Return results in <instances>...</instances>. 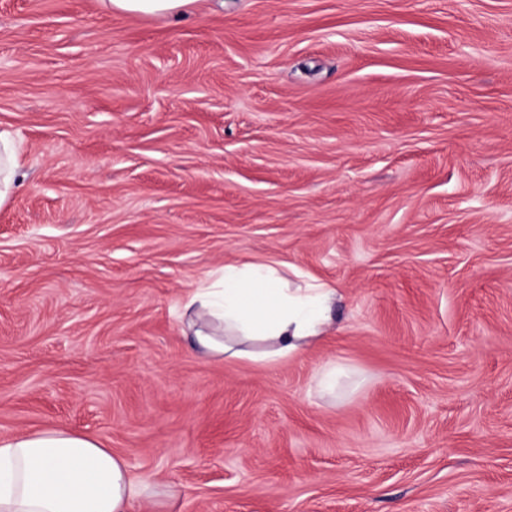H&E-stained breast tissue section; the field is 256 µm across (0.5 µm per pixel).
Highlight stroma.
I'll list each match as a JSON object with an SVG mask.
<instances>
[{
    "mask_svg": "<svg viewBox=\"0 0 512 512\" xmlns=\"http://www.w3.org/2000/svg\"><path fill=\"white\" fill-rule=\"evenodd\" d=\"M0 131V437L97 438L142 512H512V0H0ZM253 261L330 329L204 355L183 297ZM196 0H101L107 14H135L143 16H178L191 10ZM22 169L18 148L7 132L0 131V206L14 190Z\"/></svg>",
    "mask_w": 512,
    "mask_h": 512,
    "instance_id": "1",
    "label": "stroma"
}]
</instances>
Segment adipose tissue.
<instances>
[{"mask_svg": "<svg viewBox=\"0 0 512 512\" xmlns=\"http://www.w3.org/2000/svg\"><path fill=\"white\" fill-rule=\"evenodd\" d=\"M195 0H101L108 13L178 16ZM336 290L309 280L291 285L273 263H228L186 296L182 319L194 345L239 356L262 341L260 360L300 353L329 324ZM145 493L125 460L94 437L67 430L0 437V512H131Z\"/></svg>", "mask_w": 512, "mask_h": 512, "instance_id": "adipose-tissue-1", "label": "adipose tissue"}]
</instances>
